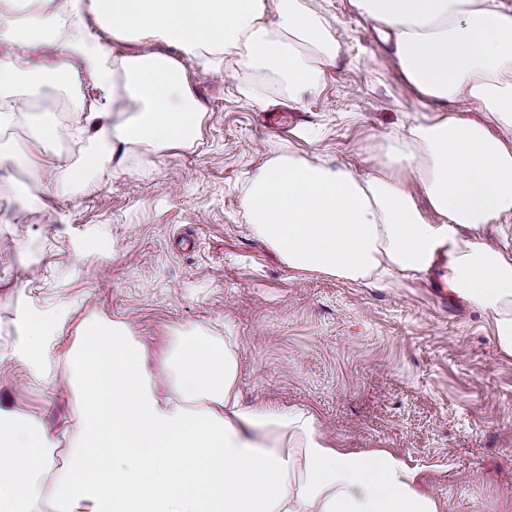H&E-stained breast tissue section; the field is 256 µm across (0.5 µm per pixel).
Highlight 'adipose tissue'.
<instances>
[{
    "label": "adipose tissue",
    "instance_id": "obj_1",
    "mask_svg": "<svg viewBox=\"0 0 512 512\" xmlns=\"http://www.w3.org/2000/svg\"><path fill=\"white\" fill-rule=\"evenodd\" d=\"M393 44L396 68L422 98L415 120L381 138L382 171L273 151L248 178L251 229L289 269L352 282L443 266L451 292L481 309L512 356V16L500 0H349ZM141 45L119 54L90 30ZM57 44L59 65L32 71L0 58V165L27 171L47 197L96 190L105 160L191 145L205 113L187 77L236 55L270 97L317 94L341 45L313 0H0V41ZM177 48L179 57L154 52ZM97 95L74 129L78 157L51 151L37 85ZM466 102L475 121L446 111ZM426 207H419L415 189ZM18 306L5 357L37 385L63 378L70 419L58 432L0 402V512H440L418 475L385 451L338 447L307 408L243 404L233 340L176 332L149 360L129 326L87 312L65 354L70 316ZM62 374H55V366Z\"/></svg>",
    "mask_w": 512,
    "mask_h": 512
}]
</instances>
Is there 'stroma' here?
I'll list each match as a JSON object with an SVG mask.
<instances>
[{"label": "stroma", "mask_w": 512, "mask_h": 512, "mask_svg": "<svg viewBox=\"0 0 512 512\" xmlns=\"http://www.w3.org/2000/svg\"><path fill=\"white\" fill-rule=\"evenodd\" d=\"M342 45L320 93L302 105L266 106L260 76L253 98L233 70L201 73L191 88L206 111L189 148L128 155L91 194L22 211L39 192L20 170V191L0 193V211L21 210L0 241L24 253L18 292L0 293V352L12 341L17 304L66 302L59 343L69 347L90 311L130 322L164 348L174 330L232 336L245 402L312 409L345 448L387 450L415 468L442 512H512V357L484 329V314L445 289L444 271L390 285H364L288 269L249 228L241 203L248 172L282 149L382 169V134L410 124L415 90L387 61L379 33L349 0H324ZM95 92L41 88L54 151L80 155L70 131ZM0 399L41 415L58 430L69 419L63 384L32 383L0 363Z\"/></svg>", "instance_id": "1"}]
</instances>
